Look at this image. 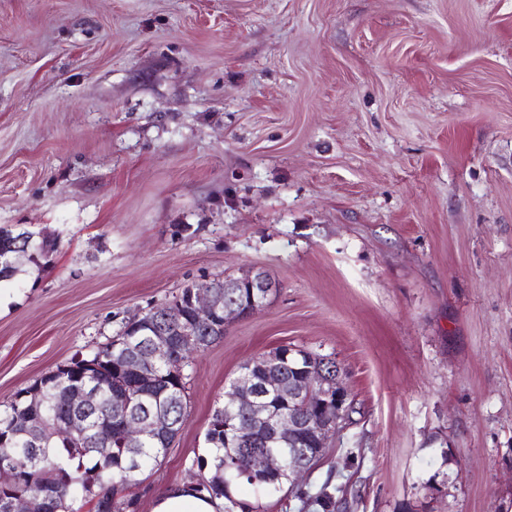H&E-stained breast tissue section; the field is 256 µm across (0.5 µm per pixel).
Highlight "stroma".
Wrapping results in <instances>:
<instances>
[{
    "label": "stroma",
    "mask_w": 512,
    "mask_h": 512,
    "mask_svg": "<svg viewBox=\"0 0 512 512\" xmlns=\"http://www.w3.org/2000/svg\"><path fill=\"white\" fill-rule=\"evenodd\" d=\"M0 405L191 284L266 271L129 489L199 483L247 360L336 358L358 413L251 512H512V0H0ZM54 240L43 238L38 243L33 242L29 232L14 234L12 231L0 229V282L12 280L21 269L16 264L17 255L29 251L46 255L55 250Z\"/></svg>",
    "instance_id": "1"
}]
</instances>
